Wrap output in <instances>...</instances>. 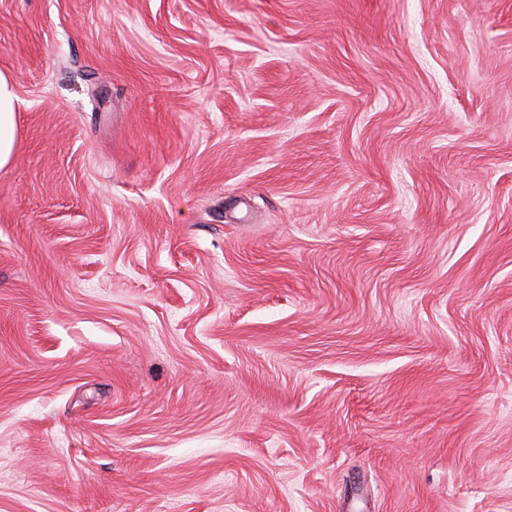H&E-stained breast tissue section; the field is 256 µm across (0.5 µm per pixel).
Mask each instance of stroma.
Returning a JSON list of instances; mask_svg holds the SVG:
<instances>
[{"mask_svg": "<svg viewBox=\"0 0 512 512\" xmlns=\"http://www.w3.org/2000/svg\"><path fill=\"white\" fill-rule=\"evenodd\" d=\"M0 512H512V0H0ZM20 104L8 77L0 72V169L13 160L15 145V114Z\"/></svg>", "mask_w": 512, "mask_h": 512, "instance_id": "obj_1", "label": "stroma"}]
</instances>
